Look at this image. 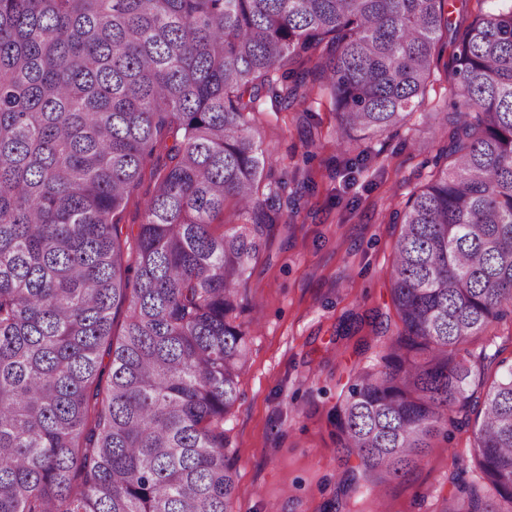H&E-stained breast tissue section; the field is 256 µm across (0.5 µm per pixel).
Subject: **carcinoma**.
I'll return each instance as SVG.
<instances>
[{
    "label": "carcinoma",
    "instance_id": "1",
    "mask_svg": "<svg viewBox=\"0 0 512 512\" xmlns=\"http://www.w3.org/2000/svg\"><path fill=\"white\" fill-rule=\"evenodd\" d=\"M492 2L454 37L448 142L403 209L383 368L330 412L356 461L343 490L379 496L477 411L481 483L452 480L438 512H512V366L466 348L512 316V0ZM448 7L0 0V512H235L234 319L288 223L252 116L318 90L344 145L405 126Z\"/></svg>",
    "mask_w": 512,
    "mask_h": 512
}]
</instances>
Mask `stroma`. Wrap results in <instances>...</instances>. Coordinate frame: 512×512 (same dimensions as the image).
I'll return each mask as SVG.
<instances>
[{
	"label": "stroma",
	"mask_w": 512,
	"mask_h": 512,
	"mask_svg": "<svg viewBox=\"0 0 512 512\" xmlns=\"http://www.w3.org/2000/svg\"><path fill=\"white\" fill-rule=\"evenodd\" d=\"M429 92L432 107L382 136L336 143L327 96L289 109L263 99V146L287 181L274 225L245 284L239 314L248 355L239 400L224 419L237 460L236 512H437L455 472L478 482L469 429L436 438L424 460L389 485L384 504L366 487L340 494L345 467L330 412L358 369H378L397 318L389 271L398 216L425 184L447 142L436 104L449 96L453 33Z\"/></svg>",
	"instance_id": "1"
}]
</instances>
